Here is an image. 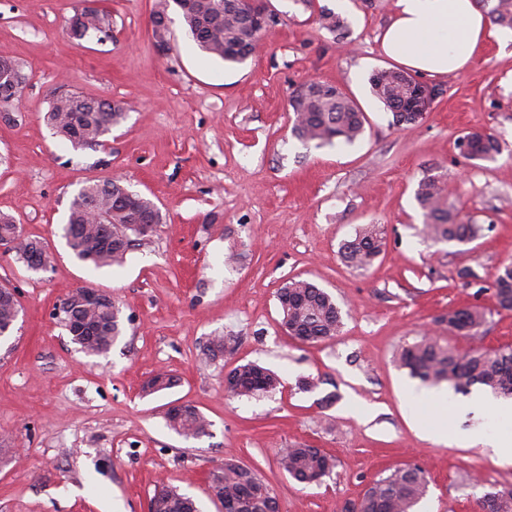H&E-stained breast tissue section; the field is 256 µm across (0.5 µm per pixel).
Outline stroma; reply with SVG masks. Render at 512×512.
<instances>
[{
    "instance_id": "1",
    "label": "stroma",
    "mask_w": 512,
    "mask_h": 512,
    "mask_svg": "<svg viewBox=\"0 0 512 512\" xmlns=\"http://www.w3.org/2000/svg\"><path fill=\"white\" fill-rule=\"evenodd\" d=\"M100 3L111 37L71 39L67 20ZM155 3L0 0V57L24 78L19 102L0 117V214L53 255L41 272L0 255V285L14 289L20 308L0 340V437L9 442L0 449V512H149L162 481L200 512H221L208 475L228 454L269 483L280 512H340L379 475L409 464L431 476L417 512H479L489 488L512 489V465L466 434L512 435V421L474 415L467 394L452 391L447 402L419 404V421L447 422V437L428 438L404 397L421 382L394 355L423 335L462 350L512 345V311L491 288L512 260V30L495 28L467 69L422 76L437 96L405 128L369 84L395 65L381 48L395 0H269L275 24L235 66L207 58L174 7L158 49ZM324 11L344 18L343 35L321 25ZM309 81L356 100L367 117L359 141L319 148L293 136L290 96ZM62 87L125 105L105 149H74L46 124ZM472 131L497 136L499 154H459L456 139ZM430 173L450 178V204L484 226L481 237L421 236L415 190ZM110 179L149 198L162 221L123 265L97 269L73 257L61 227L86 183ZM364 224L386 234L365 271L340 254ZM291 278L332 294L343 317L336 337L303 344L281 328L277 291ZM82 286L122 307L124 333L107 355H85L54 316ZM465 304L485 309L481 335H449L444 316ZM218 335L224 354L208 358ZM247 362L273 370L278 389L225 394V374ZM160 369L177 384L144 395ZM305 378L311 389H301ZM173 403L202 412L209 436L169 430ZM296 443L332 455L333 472L310 486L291 479L278 452Z\"/></svg>"
}]
</instances>
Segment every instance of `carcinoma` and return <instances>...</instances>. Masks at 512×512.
I'll return each mask as SVG.
<instances>
[{"mask_svg":"<svg viewBox=\"0 0 512 512\" xmlns=\"http://www.w3.org/2000/svg\"><path fill=\"white\" fill-rule=\"evenodd\" d=\"M493 23L512 29V0H476ZM181 13L187 32L209 57L242 64L254 50L260 36L250 28L241 9L233 0H157L153 14H168L170 4ZM111 14L93 9L82 17H71L66 30L76 39L107 34ZM412 79L408 72L382 69L369 78L371 92L392 114L393 123L415 125L420 122L413 112H401L409 100L406 85ZM318 90L294 111L292 133L317 146L351 145L364 133L365 116L357 103L336 87L317 83ZM44 119L54 134L74 148L105 145L104 137L126 119L120 103L84 97L72 91H60L52 99ZM460 154L472 160L492 158L499 151L497 140L479 132H469L455 142ZM98 189V204L86 203L84 197H73L63 238L75 258L96 268L123 263L127 253L140 241L133 225L141 217L159 209L148 199L125 193L118 179L87 184ZM415 199L426 219L424 231L435 242L469 243L481 228L448 208L447 181L442 174H427L419 180ZM384 247L383 232L377 224H366L353 239L342 245L344 261L358 270H367ZM46 251V245L25 236L16 251V260L27 263L30 255ZM494 294L500 308L512 310V262L502 265L493 281ZM277 299L282 312L281 325L288 335L303 343H316L335 336L342 326L341 309L325 289L304 279L289 280L279 288ZM16 298L8 291L0 292V331L13 322ZM59 322L68 326L79 317L91 333L71 337L72 343L88 356H105L122 336V309L114 299H106L94 307H82L75 296L64 299ZM448 333L476 336L486 323L485 311L477 305H465L448 311L444 317ZM398 366L432 386L448 383L457 392L479 385L497 398H512V346L494 349L476 348L461 351L443 344L437 336H422L401 347L395 355ZM233 380L232 396H250L272 392L280 385L275 373L254 362L241 364L228 372ZM170 373L159 372L149 378L143 391L152 394L175 386ZM166 425L180 436L198 439L209 435L211 422L196 408L184 406L175 414L165 415ZM279 466L295 481L308 484L314 476L326 477L336 467L335 459L318 448L294 444L279 452ZM429 474L419 465L400 467L374 480L370 489L357 500V512H413L426 495ZM211 488L233 512H279V502L271 487L254 470L238 463L233 456L211 473ZM154 497L162 498V512H199L195 501L179 489L162 483ZM482 512H512V496L501 491L483 494L479 500Z\"/></svg>","mask_w":512,"mask_h":512,"instance_id":"obj_1","label":"carcinoma"}]
</instances>
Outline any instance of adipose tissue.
<instances>
[{
    "label": "adipose tissue",
    "mask_w": 512,
    "mask_h": 512,
    "mask_svg": "<svg viewBox=\"0 0 512 512\" xmlns=\"http://www.w3.org/2000/svg\"><path fill=\"white\" fill-rule=\"evenodd\" d=\"M489 35L473 0H396V18L381 45L415 72L448 75L465 69Z\"/></svg>",
    "instance_id": "1"
}]
</instances>
